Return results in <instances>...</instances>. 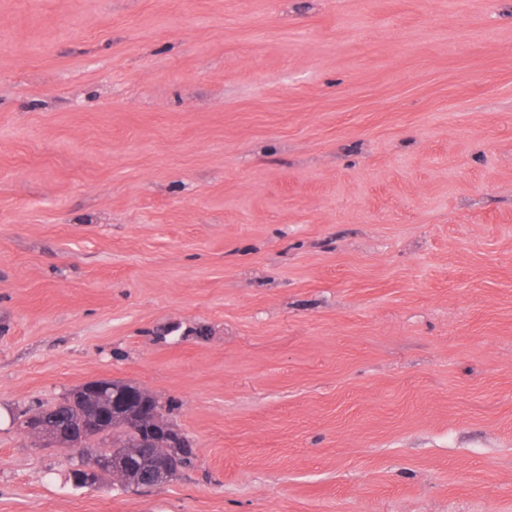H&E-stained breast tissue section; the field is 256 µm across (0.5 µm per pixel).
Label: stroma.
Listing matches in <instances>:
<instances>
[{
    "mask_svg": "<svg viewBox=\"0 0 512 512\" xmlns=\"http://www.w3.org/2000/svg\"><path fill=\"white\" fill-rule=\"evenodd\" d=\"M0 512H512V0H0ZM112 383H121L131 390V394L137 397V401L130 403L123 410L117 412L112 418L96 432V434L88 438L81 447V463H92L100 459L112 461V468H101L98 472L93 473L90 480L85 472L75 469L72 472V478L76 486H84L95 484L106 477L118 476L114 468L125 470L127 476L122 478L127 486L139 485L142 480V471L139 468H133L131 462L138 461V458L146 459L153 455L152 466L156 462H161L170 467H177L178 460L173 456L170 448H166V431L164 425L157 416L156 410L147 413V419L150 424L146 428L148 442L153 446L149 448L145 445L141 437L142 420V404L144 399L154 401L153 398L144 394L136 386L128 383L112 380ZM102 462H94L86 471L91 472L97 470ZM48 409L41 411L39 424L50 427L75 426L81 421L85 411L80 399L68 396L58 406Z\"/></svg>",
    "mask_w": 512,
    "mask_h": 512,
    "instance_id": "stroma-1",
    "label": "stroma"
}]
</instances>
